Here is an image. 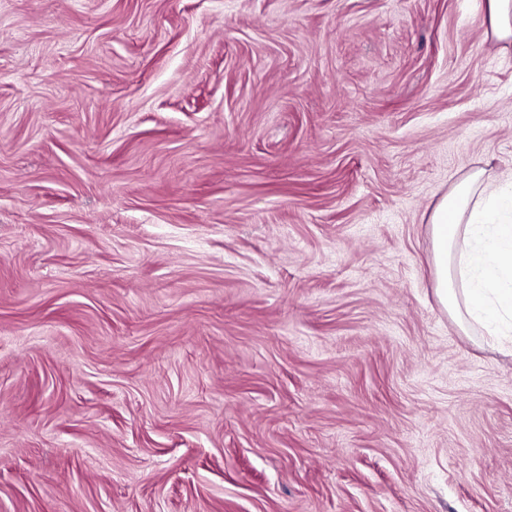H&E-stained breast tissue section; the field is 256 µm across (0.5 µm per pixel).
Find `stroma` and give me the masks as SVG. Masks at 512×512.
I'll return each instance as SVG.
<instances>
[{
  "label": "stroma",
  "instance_id": "stroma-1",
  "mask_svg": "<svg viewBox=\"0 0 512 512\" xmlns=\"http://www.w3.org/2000/svg\"><path fill=\"white\" fill-rule=\"evenodd\" d=\"M478 168L487 0H0V512H512L427 224Z\"/></svg>",
  "mask_w": 512,
  "mask_h": 512
}]
</instances>
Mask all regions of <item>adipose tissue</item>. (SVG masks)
I'll return each instance as SVG.
<instances>
[{"instance_id":"obj_1","label":"adipose tissue","mask_w":512,"mask_h":512,"mask_svg":"<svg viewBox=\"0 0 512 512\" xmlns=\"http://www.w3.org/2000/svg\"><path fill=\"white\" fill-rule=\"evenodd\" d=\"M436 296L460 328L512 337V177L469 173L434 207Z\"/></svg>"}]
</instances>
